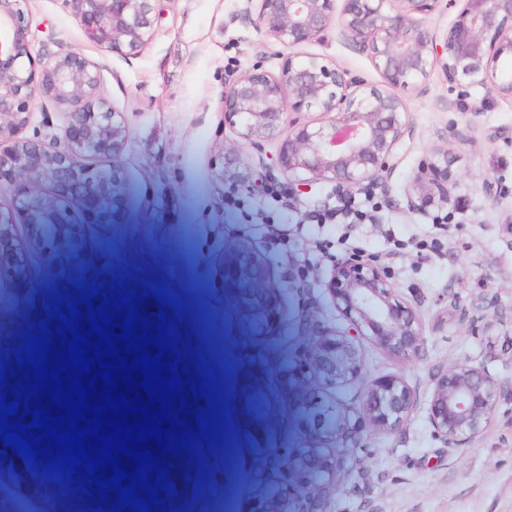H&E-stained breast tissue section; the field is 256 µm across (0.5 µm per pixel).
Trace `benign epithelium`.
<instances>
[{"mask_svg": "<svg viewBox=\"0 0 512 512\" xmlns=\"http://www.w3.org/2000/svg\"><path fill=\"white\" fill-rule=\"evenodd\" d=\"M342 5H337V2ZM91 42L119 52L148 44L155 0H62ZM255 24L275 44L311 42L332 25L343 41L365 52L382 84L373 85L325 56L292 54L272 74L256 65L224 86V127L257 152L243 166L223 162L217 176L236 191L252 194L280 175L297 185L330 183L338 192H365L386 182L410 120L398 89L415 88L438 69L448 89L512 101V0H258ZM456 10L440 34L426 18L440 5ZM46 98L65 107L62 135L47 144L25 131L31 105ZM314 120H301L303 114ZM279 139L275 155L264 144ZM130 139L121 113L100 93L97 67L75 51L32 52L27 0H0V229L21 219L52 224L59 205L82 201L90 212L124 205L119 166ZM455 173L448 147L415 175L407 208L448 202ZM98 264L89 247L67 265ZM322 298L339 314L331 325L309 315L304 358L309 380L329 393L307 422L315 444L281 448L288 454V493L301 512H329L342 479L355 464L363 436L392 434L417 410L416 389L400 374L365 377L364 343L406 361L423 343L418 311L397 291L377 256L348 252L319 282ZM356 392L348 404L342 395ZM503 391L482 363L457 361L431 381L426 418L433 435L463 453L483 436ZM80 482L45 490L58 512H88L98 495Z\"/></svg>", "mask_w": 512, "mask_h": 512, "instance_id": "1", "label": "benign epithelium"}]
</instances>
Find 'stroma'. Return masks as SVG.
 I'll use <instances>...</instances> for the list:
<instances>
[{"label":"stroma","mask_w":512,"mask_h":512,"mask_svg":"<svg viewBox=\"0 0 512 512\" xmlns=\"http://www.w3.org/2000/svg\"><path fill=\"white\" fill-rule=\"evenodd\" d=\"M34 50H76L98 68L101 92L130 128L122 165L125 205L96 217L76 202L39 246L17 224L0 253V279H43L52 250L79 241L112 253L125 281L165 286L182 302L177 329L213 372L218 404L229 420L212 447L200 449V486L191 512H241L257 496L295 512L281 466L266 464L271 448L307 443L299 429L309 411L296 399V376L307 333L303 300L290 268L318 283L347 249L381 255L399 293L419 311L421 351L406 364L365 345L369 377L403 374L426 395L440 367L483 362L504 390L485 434L460 453L436 439L417 409L399 431L368 439L357 465L331 501V512H512V102L471 90H449L439 73L405 90L411 133L398 149L386 185L369 194H337L333 185L244 196L242 208L213 174L222 146L236 135L222 128L225 80L262 64L278 73L288 47L254 24L256 0H156L149 43L113 52L89 41L62 0H30ZM297 53L335 58L368 82L380 76L369 57L335 29ZM458 126L463 139L450 137ZM447 144L456 185L445 204L410 212L406 194L433 148ZM498 181L507 195L481 187ZM240 245L244 262L262 267L254 288L227 265L224 246ZM491 302V332L472 328L462 313ZM258 393L268 403L262 428L243 424L242 402Z\"/></svg>","instance_id":"1"}]
</instances>
